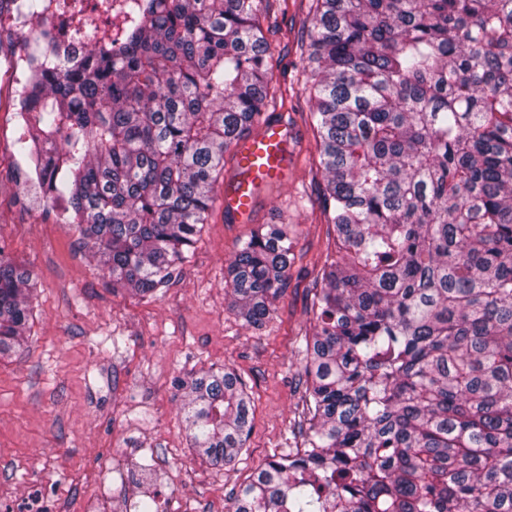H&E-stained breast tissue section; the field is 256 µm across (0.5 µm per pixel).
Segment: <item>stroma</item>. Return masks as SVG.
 I'll use <instances>...</instances> for the list:
<instances>
[{
  "instance_id": "35a3bbf8",
  "label": "stroma",
  "mask_w": 512,
  "mask_h": 512,
  "mask_svg": "<svg viewBox=\"0 0 512 512\" xmlns=\"http://www.w3.org/2000/svg\"><path fill=\"white\" fill-rule=\"evenodd\" d=\"M309 0H276L267 33L276 96L266 116L293 131L288 175L263 186L244 220L213 206L189 262L155 297L112 289L107 273L28 181L0 116V247L33 273L22 347L0 360V512H227L233 491L272 456L298 447L296 341L310 326L311 281L334 250L322 214L315 134L300 46ZM263 224L294 227V261L261 330L230 307L224 270ZM233 369L252 400L247 449L231 466L199 457L184 436L175 378Z\"/></svg>"
}]
</instances>
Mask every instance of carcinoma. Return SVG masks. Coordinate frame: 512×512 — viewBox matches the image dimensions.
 Instances as JSON below:
<instances>
[{
  "mask_svg": "<svg viewBox=\"0 0 512 512\" xmlns=\"http://www.w3.org/2000/svg\"><path fill=\"white\" fill-rule=\"evenodd\" d=\"M77 61L37 59L26 126L48 204L112 289L151 297L189 261L224 153L264 121L273 0H125ZM301 52L336 258L297 354L301 447L228 512H512V0H313ZM293 241L263 224L225 288L260 329ZM31 272L0 249V358L23 345ZM185 436L231 465L252 430L230 368L180 377Z\"/></svg>",
  "mask_w": 512,
  "mask_h": 512,
  "instance_id": "obj_1",
  "label": "carcinoma"
}]
</instances>
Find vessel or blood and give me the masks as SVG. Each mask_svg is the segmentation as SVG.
<instances>
[{"label":"vessel or blood","instance_id":"1","mask_svg":"<svg viewBox=\"0 0 512 512\" xmlns=\"http://www.w3.org/2000/svg\"><path fill=\"white\" fill-rule=\"evenodd\" d=\"M291 132L279 121L263 124L260 131L242 140L237 149V175L224 187L226 212L250 214L261 185L284 178L288 168Z\"/></svg>","mask_w":512,"mask_h":512}]
</instances>
